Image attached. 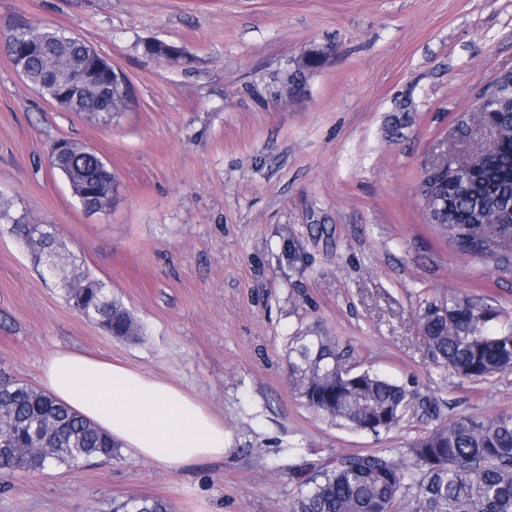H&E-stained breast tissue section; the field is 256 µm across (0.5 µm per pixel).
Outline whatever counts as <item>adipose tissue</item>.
<instances>
[{"mask_svg": "<svg viewBox=\"0 0 512 512\" xmlns=\"http://www.w3.org/2000/svg\"><path fill=\"white\" fill-rule=\"evenodd\" d=\"M40 390L133 456L173 471L224 455V422L182 387L129 364L60 349L43 361Z\"/></svg>", "mask_w": 512, "mask_h": 512, "instance_id": "obj_1", "label": "adipose tissue"}]
</instances>
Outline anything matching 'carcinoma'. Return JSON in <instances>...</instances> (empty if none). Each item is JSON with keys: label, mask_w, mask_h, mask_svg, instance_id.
Returning <instances> with one entry per match:
<instances>
[{"label": "carcinoma", "mask_w": 512, "mask_h": 512, "mask_svg": "<svg viewBox=\"0 0 512 512\" xmlns=\"http://www.w3.org/2000/svg\"><path fill=\"white\" fill-rule=\"evenodd\" d=\"M16 69L24 70L43 96L60 97L65 73L76 61L90 58L82 38L38 21L0 33ZM144 52L161 60L183 57L181 48L164 41L144 44ZM321 67L318 60L286 72L282 89L291 95ZM132 100L130 86L118 83L110 92L89 91L66 110L109 125L118 113L112 97ZM485 109L494 114L498 146L477 165L459 161L436 183L449 184L448 207L439 208L432 188L421 195L430 223L436 224L460 251L478 255L487 248L485 229L512 235V91L491 94ZM59 173L88 182L83 209L105 210L114 196V177L103 159L73 143L51 164ZM0 224L31 247L35 260L60 264L62 243L55 225L35 224L31 214L0 200ZM68 303L112 336L136 340L143 327L105 286L93 280L83 288L65 289ZM493 320L469 301L431 302L420 314L422 331L434 356L453 372L483 378L512 370V321L489 329ZM353 351L336 337L311 327L290 337L288 369L293 388L305 406L332 422L360 431H388L414 407L415 397L369 369H347ZM0 472L42 471L49 466L74 467L91 458L110 462L118 444L90 422L44 392L0 370ZM52 449L44 461L29 452ZM407 459L381 453L338 456L329 465L306 463L294 472L298 493L292 512H512V414L494 418L461 416L433 428L411 443ZM117 512H170L159 499L132 497Z\"/></svg>", "instance_id": "obj_1"}]
</instances>
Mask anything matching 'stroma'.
Returning <instances> with one entry per match:
<instances>
[{
    "label": "stroma",
    "mask_w": 512,
    "mask_h": 512,
    "mask_svg": "<svg viewBox=\"0 0 512 512\" xmlns=\"http://www.w3.org/2000/svg\"><path fill=\"white\" fill-rule=\"evenodd\" d=\"M19 19L82 36L134 102L99 124L41 97L0 52V197L55 225L64 260L144 334L119 339L86 319L0 224V369L34 385L61 348L123 361L199 398L223 419L226 448L177 471L123 451L0 474V512H114L131 497L171 512H290L304 463L399 461L459 416L512 414V371L449 372L419 324L431 301L512 318V247L461 253L417 193L446 146L475 133L481 93L512 70V0H0V31ZM153 40L184 58H151ZM315 44L334 52L300 94L281 93L277 74ZM62 139L115 174L105 212L86 213L51 169ZM310 325L435 412L374 434L308 409L286 350Z\"/></svg>",
    "instance_id": "stroma-1"
}]
</instances>
